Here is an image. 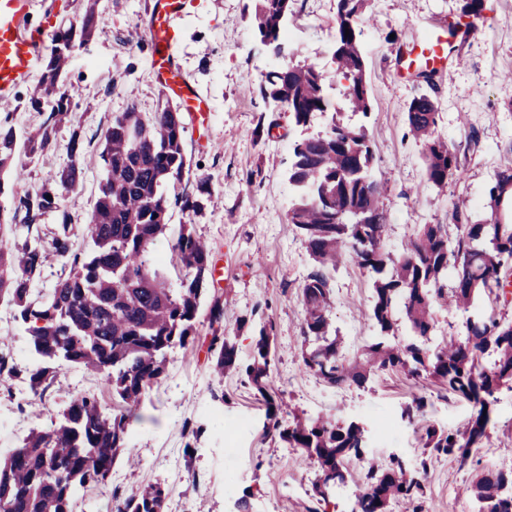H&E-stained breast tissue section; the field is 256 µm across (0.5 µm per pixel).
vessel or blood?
<instances>
[{
	"mask_svg": "<svg viewBox=\"0 0 512 512\" xmlns=\"http://www.w3.org/2000/svg\"><path fill=\"white\" fill-rule=\"evenodd\" d=\"M29 0H0V104L12 100L16 87L34 71L42 57L36 40L24 26ZM181 0H153L146 26L151 49V67L164 93L180 104L181 111L207 118L208 104L195 94L176 62L174 50L178 41L175 17ZM475 28L471 23L456 24L451 36H429L420 50L405 58L400 77L409 78L423 72H435L445 67L455 43L471 38Z\"/></svg>",
	"mask_w": 512,
	"mask_h": 512,
	"instance_id": "vessel-or-blood-1",
	"label": "vessel or blood"
}]
</instances>
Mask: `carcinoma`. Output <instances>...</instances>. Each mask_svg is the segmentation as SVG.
<instances>
[{"label":"carcinoma","mask_w":512,"mask_h":512,"mask_svg":"<svg viewBox=\"0 0 512 512\" xmlns=\"http://www.w3.org/2000/svg\"><path fill=\"white\" fill-rule=\"evenodd\" d=\"M293 0H256L254 31L258 41L276 47L285 42L284 28ZM364 0H338L334 57L337 71L349 81L352 111L364 116L370 110V92L359 42ZM106 33L104 22L89 6L77 27L64 31L50 53L41 94L54 99L40 130L25 139V156L46 153L58 127L72 128L70 162L50 175L33 193L14 197L13 214L0 212V232L21 229L9 246H0V301H6L13 320L29 336L34 364L27 383V402L38 417L34 398L42 397L61 364L99 375L112 392V407L98 394L82 392L70 399L51 427H32L18 446L0 451V512H73L79 488L106 485L116 459L127 450L132 410L147 390L165 373L168 352L185 348L195 339V319L202 302L203 283L212 275L207 246L181 225L171 241L185 268L181 287L168 286L161 263L154 255L157 240L169 229L166 188L178 180L189 164L183 148L185 131L181 112L164 104L144 113L132 104L113 116L103 133L100 158L106 177L86 224L89 241L85 255L75 250L76 232L62 216L50 242L42 237V221L61 211V199L77 188L83 173L84 149L74 91L62 76L70 53ZM260 95L281 104L295 124L305 126L330 103L324 76L312 63L283 62L259 86ZM439 112L426 93L414 97L407 119L412 134L426 148L427 182L443 188L459 175L457 153L434 136ZM15 129L0 124V174L19 172ZM373 152L364 127L331 121L325 134L293 143L288 179L297 198L289 223L301 233L314 261L301 287L304 319L301 338L305 371L333 387L361 386L378 370L412 377L425 376L448 394L467 400L476 414L461 430L437 426L427 417L429 399L416 396L401 407V420L416 425L425 447L415 464L398 456L384 464H371L366 482L356 493L352 512H387L394 500L420 512L423 476L432 456L463 461L481 447L490 423L489 408L505 386L512 388V322L494 314H477L466 320V338L453 337L425 350L419 344L390 343L395 310H400L416 336L426 337L433 326L432 305L446 302L468 310L477 294L497 295L512 276V222L499 213L512 205V170L501 171L488 190L491 216L483 223L453 218L459 233L448 240L443 224H427L394 261L384 250L387 216L383 198L387 183L370 179ZM21 219L22 224L14 223ZM70 265L69 273L52 288H37L47 252ZM374 277L372 318L383 340L371 344L364 359L346 363L332 335L333 288L330 271L344 253ZM456 274L448 287V263ZM265 324L254 338L249 359L239 356L228 336L211 340L212 374L222 380L244 376L264 397L273 361L270 332ZM11 337L0 336V381L17 375ZM493 356L491 365L482 363ZM273 428L291 448H299L317 463V502L346 479V464L364 459L367 430L361 424L330 418H303L288 414L275 419ZM478 512H512V478L499 469L483 468L469 487ZM169 492L160 485L139 491L112 492L113 512H165Z\"/></svg>","instance_id":"cac0c4a2"}]
</instances>
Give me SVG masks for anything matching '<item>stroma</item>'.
<instances>
[{
    "instance_id": "1",
    "label": "stroma",
    "mask_w": 512,
    "mask_h": 512,
    "mask_svg": "<svg viewBox=\"0 0 512 512\" xmlns=\"http://www.w3.org/2000/svg\"><path fill=\"white\" fill-rule=\"evenodd\" d=\"M88 1L31 0L29 32H39L42 17L49 14L58 27L79 25ZM92 1L107 33L76 45L65 75L75 89L85 162L81 185L65 195L62 206L80 229L104 177L97 155L113 116L132 104L151 113L165 99L150 68L144 35L152 0ZM463 5L464 0H365L360 40L370 90L365 116L352 112L346 82L332 58L337 0H294L287 45L322 70L332 103L329 113L301 127L259 93L261 81L279 61L255 42L253 0H182L178 61L211 112L205 125L184 121L190 168L167 187L169 234L158 241L156 252L166 265L169 286L179 287L185 271L169 239L181 225H191L208 246L213 276L205 284L194 342L169 352L164 375L136 410L128 440L136 466L117 460L106 486L79 492L74 512H112L113 488L128 491L148 484L169 488L166 512H236L243 497L250 512H306L314 503L316 463L303 460L300 449L270 430L268 406L247 379L228 376L218 383L209 378L212 337H235L245 357L266 321L274 325L269 392L283 410L312 419L360 421L370 432L364 461L350 462L349 475L332 491L327 512H352L365 461L381 464L391 453L410 463L420 457V431L397 418L414 395L430 397L427 416L443 428L457 430L470 420L472 403L440 396L422 377L378 371L364 386L336 388L304 371L301 287L312 259L288 221L294 200L288 182L292 144L325 130L334 117L366 128L373 150L371 174L388 183L385 250L391 258H400L404 243L424 225L445 224L449 235H456L454 211L473 222L490 217L487 189L497 172L512 168V0H484L475 36L458 46L432 83L397 76L407 52L436 23L464 19ZM40 80L33 75L15 89L11 105H0V118L8 119L19 138L37 130L52 109L49 98L37 111L29 104ZM425 92L438 107L435 134L455 149L461 167L460 176L443 189L427 183L425 146L408 127V106ZM70 134L69 127L59 128L47 153L9 177L0 209L10 210L13 196L36 191L49 174L69 163ZM202 179L209 187L205 195L197 190ZM186 195L200 197L202 209L183 210ZM332 287L331 318L340 352L348 360L362 357L379 339L372 319L373 278L347 258L334 273ZM215 299L224 309L216 324L209 316ZM257 307L262 316H254ZM466 319V313L448 304H435L433 328L421 347L432 350L448 338H464ZM83 391L112 401L100 377L61 367L43 394V414L36 418L19 408L30 398L25 378L0 384V450L17 445L33 426L50 427L70 398ZM488 434L471 460L432 459L424 477V512H477L464 488L479 467L512 469V390L498 393Z\"/></svg>"
}]
</instances>
